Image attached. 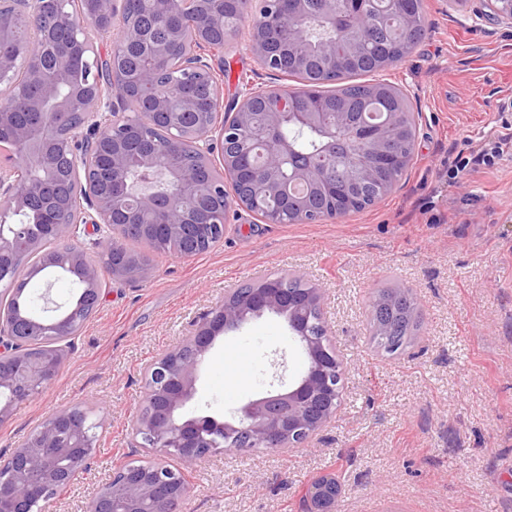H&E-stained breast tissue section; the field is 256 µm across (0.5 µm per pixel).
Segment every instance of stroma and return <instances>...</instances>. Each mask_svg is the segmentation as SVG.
I'll return each mask as SVG.
<instances>
[{
    "label": "stroma",
    "mask_w": 512,
    "mask_h": 512,
    "mask_svg": "<svg viewBox=\"0 0 512 512\" xmlns=\"http://www.w3.org/2000/svg\"><path fill=\"white\" fill-rule=\"evenodd\" d=\"M415 51L380 72L409 97L413 161L383 200L317 224H265L242 207L224 240L179 258L151 254L144 281L101 273V301L58 376L0 424L6 454L53 412L84 404L103 422L94 458L47 512H87L115 469L142 457L132 432L143 369L192 324L261 274H304L326 288L325 318L347 361L344 409L309 447L217 453L189 471L182 512H307L319 475L337 476V512H512V152L448 181V155L512 134V28L480 0H423ZM214 67L225 105L244 82L296 88L261 68L247 35ZM410 289L420 313L411 343L385 356L369 300ZM305 361L283 318L267 314L219 337L186 414L231 419L249 400L293 382Z\"/></svg>",
    "instance_id": "35a3bbf8"
}]
</instances>
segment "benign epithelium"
Returning a JSON list of instances; mask_svg holds the SVG:
<instances>
[{
  "mask_svg": "<svg viewBox=\"0 0 512 512\" xmlns=\"http://www.w3.org/2000/svg\"><path fill=\"white\" fill-rule=\"evenodd\" d=\"M126 0H0V211L17 216L0 222V276L27 254L38 261L27 278L0 290V424L13 406L39 397L64 366L73 334L96 313L100 304L99 268L72 244L81 225L95 224L112 245V276L144 280L152 265L125 248L124 231L135 229L145 240L163 234L186 239L209 250L224 239L232 204H242L243 188L224 182V171L248 165L231 149V141L251 123L246 105L265 101L264 149L272 159L251 185L277 194L286 180L297 185H322L323 168L288 158V145L278 138L283 119L296 125L318 123L317 112H290L297 98L286 88L245 86L234 111L223 112V88L204 51L212 48L197 36L187 43L180 68L184 78L168 87L159 75L168 69L169 41H153L150 28L125 18ZM488 20L512 28V7L506 0H482ZM150 16L169 26L170 41H184L178 19L192 6L196 31L224 28V0H149ZM258 12L260 25L272 17L305 16L306 0H265ZM26 18L28 37L14 40V27ZM107 24L112 34V66L132 49L147 48L149 67L124 75L123 89L112 92L103 83L97 59L91 56V31ZM250 48L262 67L271 69L276 56L256 38ZM154 85L158 93L145 102L138 121L119 113L129 92ZM25 103L17 119L16 100ZM163 123L177 133L158 144L150 131ZM402 129L379 130L363 139L351 135V170L358 182L380 181L373 158L385 140H398ZM188 155V164L174 165L168 157ZM292 164L284 178L283 163ZM44 224L47 236L64 242L60 254L43 251L30 237L26 218ZM60 269L78 284L77 297L61 306L40 295L42 312L32 308L29 284L46 268ZM324 292L318 287L298 294L272 280L258 277L251 287L234 290L195 325L178 348L166 351L143 371L144 399L133 433L153 456L133 460L112 481L97 490L89 512H179L191 487L184 471L215 450L282 452L307 447L342 410L343 377L340 358L325 324L315 330L311 319L321 314ZM272 312L284 318L292 337L303 349L304 371L288 388L252 399L233 422L211 415L187 417L186 405L196 392L205 355L221 334L240 329L254 318ZM41 340L48 351L31 356L24 344ZM89 416L67 408L53 412L19 447L0 461V512H34V501L56 496L59 485L69 486L89 468L95 442ZM340 496L336 477L323 475L308 491L310 512H336Z\"/></svg>",
  "mask_w": 512,
  "mask_h": 512,
  "instance_id": "benign-epithelium-1",
  "label": "benign epithelium"
}]
</instances>
